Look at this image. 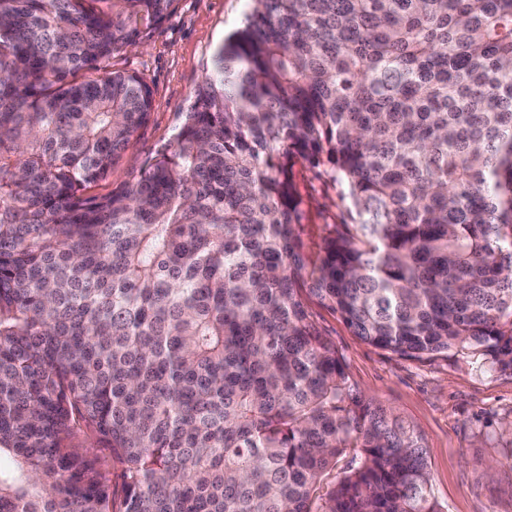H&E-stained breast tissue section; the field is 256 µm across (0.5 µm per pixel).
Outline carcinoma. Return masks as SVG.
Instances as JSON below:
<instances>
[{"instance_id":"cac0c4a2","label":"carcinoma","mask_w":512,"mask_h":512,"mask_svg":"<svg viewBox=\"0 0 512 512\" xmlns=\"http://www.w3.org/2000/svg\"><path fill=\"white\" fill-rule=\"evenodd\" d=\"M246 2L99 195L152 110L110 61L174 0H0V512H443L301 292L399 356L512 367V0ZM297 159L358 217L315 261Z\"/></svg>"}]
</instances>
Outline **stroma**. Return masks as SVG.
<instances>
[{"mask_svg": "<svg viewBox=\"0 0 512 512\" xmlns=\"http://www.w3.org/2000/svg\"><path fill=\"white\" fill-rule=\"evenodd\" d=\"M246 10V0H176L169 17L113 58V69L146 80L153 108L96 193L131 181L147 158L173 141L215 49L241 26ZM293 179L304 201L300 237L313 260L325 238L352 224L353 215L340 187L320 169L297 163ZM305 303L357 389L423 436L433 493L444 512H512V368L461 353L401 357L358 340L315 298Z\"/></svg>", "mask_w": 512, "mask_h": 512, "instance_id": "35a3bbf8", "label": "stroma"}]
</instances>
